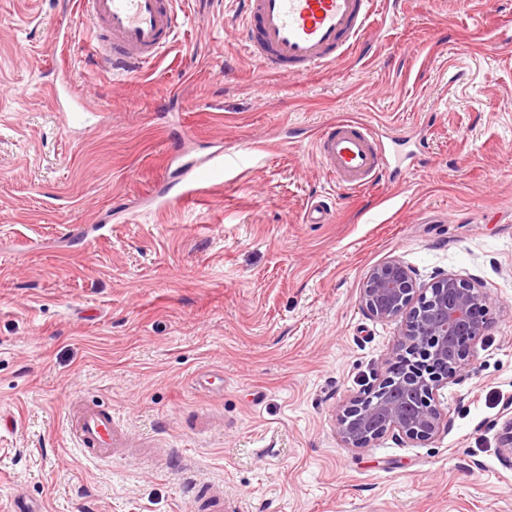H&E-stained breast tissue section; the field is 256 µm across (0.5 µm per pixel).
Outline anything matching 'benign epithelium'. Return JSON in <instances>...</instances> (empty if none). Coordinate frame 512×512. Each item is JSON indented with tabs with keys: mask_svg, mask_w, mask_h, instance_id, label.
I'll use <instances>...</instances> for the list:
<instances>
[{
	"mask_svg": "<svg viewBox=\"0 0 512 512\" xmlns=\"http://www.w3.org/2000/svg\"><path fill=\"white\" fill-rule=\"evenodd\" d=\"M360 301L371 318L401 319L404 328L386 375L341 406L336 418L341 441L366 448L387 433L409 442L436 437L446 428L437 392L466 368L474 343L485 334L488 295L452 273L422 284L413 268L395 258L366 274ZM498 448L512 459V418L498 436Z\"/></svg>",
	"mask_w": 512,
	"mask_h": 512,
	"instance_id": "obj_1",
	"label": "benign epithelium"
}]
</instances>
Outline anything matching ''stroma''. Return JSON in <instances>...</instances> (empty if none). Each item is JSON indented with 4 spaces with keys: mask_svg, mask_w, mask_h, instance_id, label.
<instances>
[{
    "mask_svg": "<svg viewBox=\"0 0 512 512\" xmlns=\"http://www.w3.org/2000/svg\"><path fill=\"white\" fill-rule=\"evenodd\" d=\"M392 2L362 54L293 78L248 55L237 0H176L173 46L117 81L79 0H0V512H208L194 483L224 512H512V0ZM340 115L423 134L412 171L337 187L312 136ZM395 258L480 282L489 323L441 434L349 448L337 413L401 330L360 288ZM80 398L123 453H77Z\"/></svg>",
    "mask_w": 512,
    "mask_h": 512,
    "instance_id": "1",
    "label": "stroma"
}]
</instances>
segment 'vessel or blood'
I'll use <instances>...</instances> for the list:
<instances>
[{
    "label": "vessel or blood",
    "instance_id": "vessel-or-blood-1",
    "mask_svg": "<svg viewBox=\"0 0 512 512\" xmlns=\"http://www.w3.org/2000/svg\"><path fill=\"white\" fill-rule=\"evenodd\" d=\"M242 37L264 71L298 77L335 66L364 47L378 14L377 0H240ZM88 35L86 57L97 68L126 77L164 54L177 38L172 0H80ZM316 154L337 184L362 192L385 173L402 174L404 158L385 148L378 130L341 117L316 133ZM69 428L83 455L107 459L123 436L111 410L73 408Z\"/></svg>",
    "mask_w": 512,
    "mask_h": 512
}]
</instances>
